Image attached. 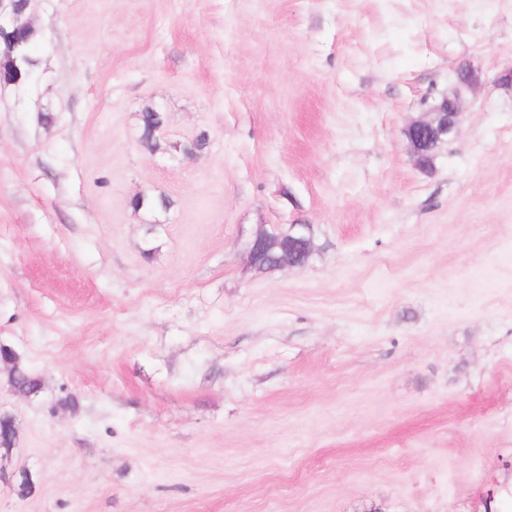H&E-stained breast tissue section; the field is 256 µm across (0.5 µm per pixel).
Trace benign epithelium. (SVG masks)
Returning <instances> with one entry per match:
<instances>
[{
    "label": "benign epithelium",
    "mask_w": 512,
    "mask_h": 512,
    "mask_svg": "<svg viewBox=\"0 0 512 512\" xmlns=\"http://www.w3.org/2000/svg\"><path fill=\"white\" fill-rule=\"evenodd\" d=\"M23 4L29 5V0H0V44L8 48L12 63L16 62L12 53L20 51L23 45L18 34L29 26V22L23 19ZM459 115L457 98L446 97L434 108L430 119L409 123L404 129V135L415 158L421 159L424 153L433 151L439 144L451 139L457 132ZM271 242L281 250L271 269L303 267L312 255V225L290 224L286 227L276 225L269 229L260 228L248 244L246 264L261 269L257 265V257Z\"/></svg>",
    "instance_id": "benign-epithelium-1"
}]
</instances>
